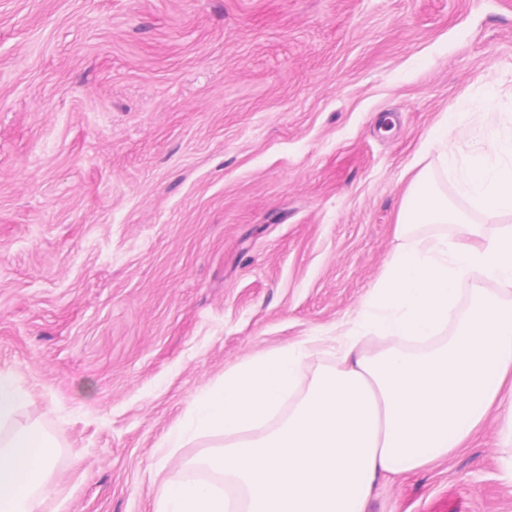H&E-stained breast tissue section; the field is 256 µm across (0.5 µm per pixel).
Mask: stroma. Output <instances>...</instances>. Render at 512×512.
Masks as SVG:
<instances>
[{
  "label": "stroma",
  "mask_w": 512,
  "mask_h": 512,
  "mask_svg": "<svg viewBox=\"0 0 512 512\" xmlns=\"http://www.w3.org/2000/svg\"><path fill=\"white\" fill-rule=\"evenodd\" d=\"M490 88L495 111L480 93ZM512 130V0H0V372L51 443L60 512H154L223 445L158 443L247 359L345 324L436 149ZM368 512H512V446Z\"/></svg>",
  "instance_id": "35a3bbf8"
}]
</instances>
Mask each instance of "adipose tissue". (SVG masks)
<instances>
[{
	"mask_svg": "<svg viewBox=\"0 0 512 512\" xmlns=\"http://www.w3.org/2000/svg\"><path fill=\"white\" fill-rule=\"evenodd\" d=\"M450 128L441 122L432 139L459 193L478 210L512 215V132L489 134L484 153L462 159ZM447 223L460 224V236L408 233ZM397 233L403 242L385 273L335 333L256 355L193 398L161 454L223 436L224 450L202 464L224 484L165 483L156 512H365L381 483L447 457L488 414L512 444V225L490 233L465 223L419 174ZM474 275L498 290L474 289L458 312L457 285ZM323 343L335 367L297 394L306 360ZM25 399L0 373V428L8 431L0 437V512H43L56 493L49 443L18 420ZM288 399L293 407L279 418Z\"/></svg>",
	"mask_w": 512,
	"mask_h": 512,
	"instance_id": "ef3b65f1",
	"label": "adipose tissue"
}]
</instances>
